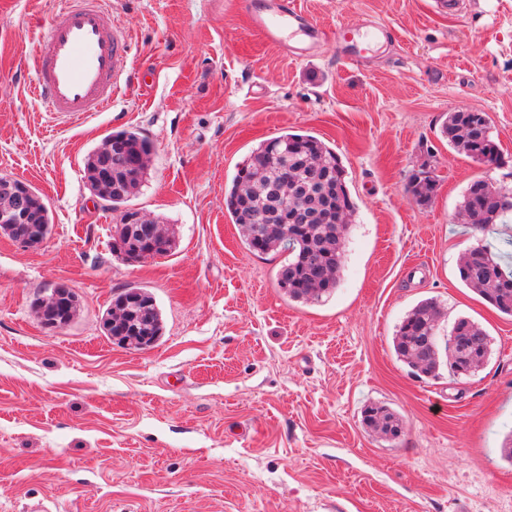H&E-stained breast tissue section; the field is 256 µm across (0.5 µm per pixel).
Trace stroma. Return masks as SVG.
Wrapping results in <instances>:
<instances>
[{"label":"stroma","instance_id":"obj_1","mask_svg":"<svg viewBox=\"0 0 512 512\" xmlns=\"http://www.w3.org/2000/svg\"><path fill=\"white\" fill-rule=\"evenodd\" d=\"M58 0H0V176L51 210L32 251L0 235V512H512V317L459 276L486 246L512 269V218L461 223L474 179L512 187V0H299L327 31L373 20L389 43L365 62L335 39L289 59L256 36L245 0H111L127 32L126 79L106 112L66 119L25 89L35 29ZM486 113L500 163L441 134L447 113ZM151 144L130 208L171 224L164 258L112 253L111 210L84 164L111 133ZM310 134L340 157L354 202L345 266L319 303L288 301L284 254H253L224 209L238 164L261 142ZM439 187L417 203L409 176ZM64 281L80 308L45 327L33 305ZM150 292L164 329L129 350L104 334L117 293ZM436 299L442 332L466 317L490 337L483 368L429 379L393 338ZM395 410L393 441L367 430ZM362 424L366 429L386 440H395L402 430V420L398 413L379 404H370L363 409Z\"/></svg>","mask_w":512,"mask_h":512}]
</instances>
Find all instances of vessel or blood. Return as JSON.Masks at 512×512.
Returning <instances> with one entry per match:
<instances>
[{
	"mask_svg": "<svg viewBox=\"0 0 512 512\" xmlns=\"http://www.w3.org/2000/svg\"><path fill=\"white\" fill-rule=\"evenodd\" d=\"M103 0H64L33 40L29 92L46 111L84 116L105 111L127 71L131 39L108 28ZM248 27L261 40L291 59L318 52L326 39L324 29L299 8L295 0H247ZM389 37L386 28L371 31L349 25L334 34L345 60L363 62L369 52L367 37Z\"/></svg>",
	"mask_w": 512,
	"mask_h": 512,
	"instance_id": "vessel-or-blood-1",
	"label": "vessel or blood"
}]
</instances>
